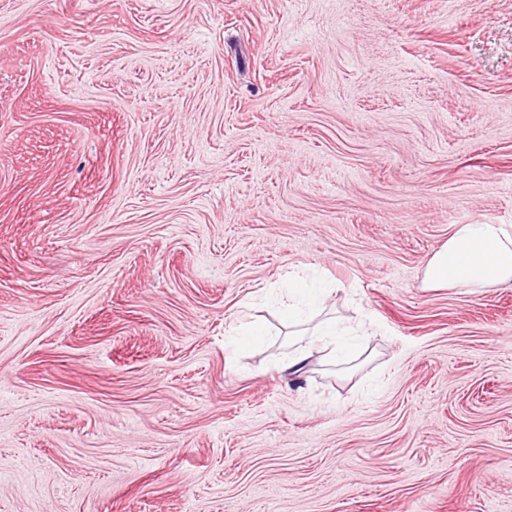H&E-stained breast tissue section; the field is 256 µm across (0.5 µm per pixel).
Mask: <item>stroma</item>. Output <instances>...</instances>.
<instances>
[{
  "label": "stroma",
  "mask_w": 512,
  "mask_h": 512,
  "mask_svg": "<svg viewBox=\"0 0 512 512\" xmlns=\"http://www.w3.org/2000/svg\"><path fill=\"white\" fill-rule=\"evenodd\" d=\"M456 224L512 226V0H0V512H512ZM297 275L368 330L294 375Z\"/></svg>",
  "instance_id": "1"
}]
</instances>
